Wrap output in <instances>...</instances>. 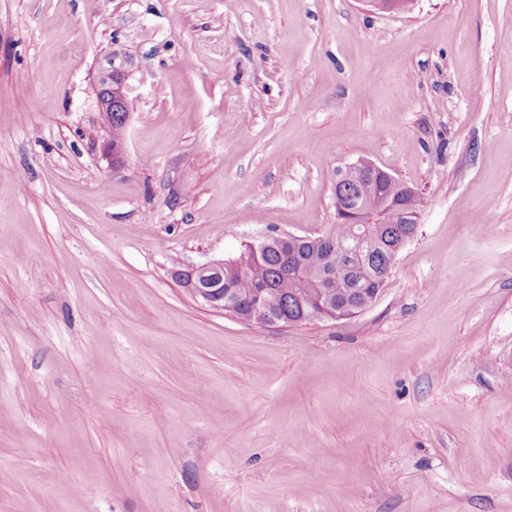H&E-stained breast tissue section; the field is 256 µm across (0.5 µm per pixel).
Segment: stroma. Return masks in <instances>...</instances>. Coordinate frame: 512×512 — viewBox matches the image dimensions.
<instances>
[{"label":"stroma","instance_id":"35a3bbf8","mask_svg":"<svg viewBox=\"0 0 512 512\" xmlns=\"http://www.w3.org/2000/svg\"><path fill=\"white\" fill-rule=\"evenodd\" d=\"M510 60L512 0H0V512H512ZM357 159L424 202L357 316L174 279ZM97 95L108 126L111 127L113 113L120 115L126 133L131 112L124 73L114 67L104 71L97 83Z\"/></svg>","mask_w":512,"mask_h":512}]
</instances>
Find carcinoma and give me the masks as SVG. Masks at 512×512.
Wrapping results in <instances>:
<instances>
[{
	"label": "carcinoma",
	"mask_w": 512,
	"mask_h": 512,
	"mask_svg": "<svg viewBox=\"0 0 512 512\" xmlns=\"http://www.w3.org/2000/svg\"><path fill=\"white\" fill-rule=\"evenodd\" d=\"M367 181L364 172L353 173L341 191L346 205L358 194V186ZM373 193L390 201V207L382 217L376 238L368 243L365 254L344 273H336L328 287L336 293V314L343 319L360 312V304L384 287V277L390 263L392 247L401 241L410 240L417 224L407 223L409 215H420L423 199L418 194L402 191L400 185L386 177L373 180ZM353 225L336 223L331 225L326 236L338 245L347 244L352 235ZM271 247L254 253L250 247L237 258L224 262V287L232 288L240 300V320L252 322L248 298L255 288L266 289L264 305L267 314L276 320H288L296 324L302 312L314 305V288L317 279L310 275L298 279L291 273L290 261L298 258L308 269L328 265L327 255L322 247L308 243L302 237L290 236L270 240Z\"/></svg>",
	"instance_id": "1"
}]
</instances>
